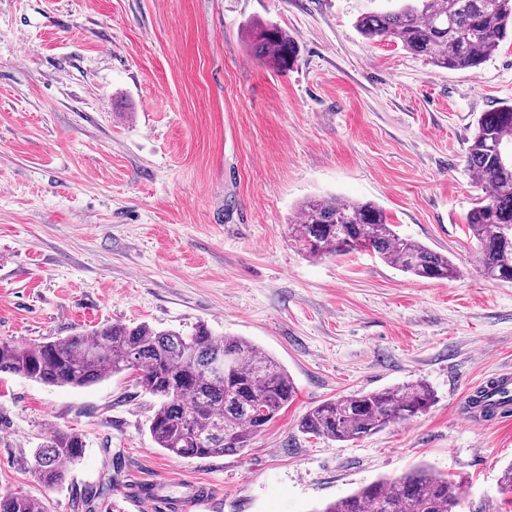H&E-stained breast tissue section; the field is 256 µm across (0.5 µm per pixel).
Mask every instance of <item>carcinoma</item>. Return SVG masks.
<instances>
[{"instance_id":"obj_1","label":"carcinoma","mask_w":512,"mask_h":512,"mask_svg":"<svg viewBox=\"0 0 512 512\" xmlns=\"http://www.w3.org/2000/svg\"><path fill=\"white\" fill-rule=\"evenodd\" d=\"M356 27L368 40L393 42L438 67L475 71L512 34V0H399L394 9L361 16ZM248 40L256 57L278 69L290 68L299 56L296 39L274 24H249ZM466 162L483 192L465 215L480 270L490 280L512 283V105L482 113ZM297 211L289 234L309 258L369 250L419 279L458 276L448 256L400 236L370 201L307 198ZM225 358L231 364L215 370L213 363ZM129 371L136 386L157 399L149 425L153 441L179 458L242 452L297 395L288 371L271 355L245 338L217 337L203 324L184 332L112 323L47 342L0 340V374L44 385L84 387ZM433 401L423 382L339 395L307 411L300 429L333 441L359 440L426 412ZM470 403L487 417L512 408V400L493 401L486 389ZM83 448L81 435L54 430L32 450L28 470L45 487H57ZM114 490L110 477L104 486L85 487L88 512H121L109 500ZM0 512L46 510L37 499L0 493ZM318 512H462V500L449 477L416 466Z\"/></svg>"}]
</instances>
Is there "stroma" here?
Listing matches in <instances>:
<instances>
[{"mask_svg": "<svg viewBox=\"0 0 512 512\" xmlns=\"http://www.w3.org/2000/svg\"><path fill=\"white\" fill-rule=\"evenodd\" d=\"M392 0H0V339L53 340L149 323L243 337L274 356L295 400L234 455L181 459L148 430L131 376L83 388L0 376V493L83 512L119 480L122 512L151 486L213 496L198 512H315L425 465L464 512H512L500 490L512 420L465 419L472 391L512 367V284L487 279L464 216L477 118L512 103V36L480 69L434 66L356 30ZM294 36L287 70L259 61L250 22ZM368 200L448 255L453 281L369 253L314 261L288 236L298 204ZM421 381L418 417L354 442L307 437L304 414ZM86 448L49 489L26 461L53 430ZM106 485V488H105ZM116 491V483L112 476L107 478V482L101 486H87L83 492V502L87 505L88 512L105 511V512H121V509L114 499L107 501L109 492ZM104 508V510H102Z\"/></svg>", "mask_w": 512, "mask_h": 512, "instance_id": "35a3bbf8", "label": "stroma"}]
</instances>
